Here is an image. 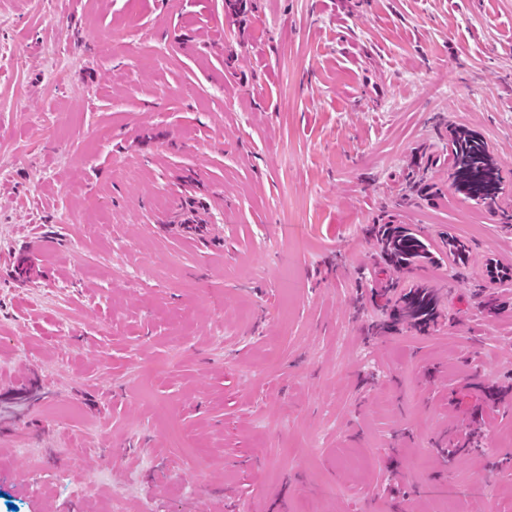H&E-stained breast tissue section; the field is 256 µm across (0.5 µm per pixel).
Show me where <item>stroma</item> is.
Instances as JSON below:
<instances>
[{
	"label": "stroma",
	"instance_id": "obj_1",
	"mask_svg": "<svg viewBox=\"0 0 512 512\" xmlns=\"http://www.w3.org/2000/svg\"><path fill=\"white\" fill-rule=\"evenodd\" d=\"M247 3L0 0V512H512V0ZM452 154L458 192L477 204L494 205L499 189L484 145L475 139L459 138L452 141ZM387 256L396 270L411 268L424 259L429 250L418 235L406 231L395 230L390 233L385 242ZM402 314L414 327L426 328L435 323L438 295L433 288H410L399 296Z\"/></svg>",
	"mask_w": 512,
	"mask_h": 512
}]
</instances>
